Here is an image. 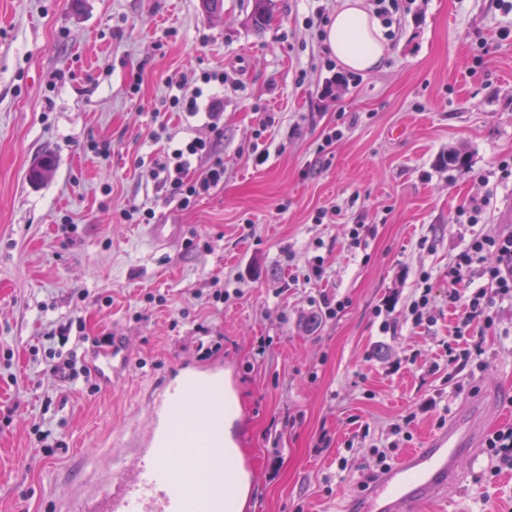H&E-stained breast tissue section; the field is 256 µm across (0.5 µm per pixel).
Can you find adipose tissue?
Masks as SVG:
<instances>
[{"mask_svg":"<svg viewBox=\"0 0 512 512\" xmlns=\"http://www.w3.org/2000/svg\"><path fill=\"white\" fill-rule=\"evenodd\" d=\"M382 21L365 0H338L323 41L339 66L361 73L381 67L391 53V43Z\"/></svg>","mask_w":512,"mask_h":512,"instance_id":"obj_1","label":"adipose tissue"}]
</instances>
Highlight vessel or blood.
Wrapping results in <instances>:
<instances>
[{"label":"vessel or blood","instance_id":"vessel-or-blood-1","mask_svg":"<svg viewBox=\"0 0 512 512\" xmlns=\"http://www.w3.org/2000/svg\"><path fill=\"white\" fill-rule=\"evenodd\" d=\"M127 354L114 343L96 367L104 381L117 376ZM234 392L223 368H183L148 396L151 424L131 448L112 450L87 497L71 496L65 512H224V488L250 491L249 463L227 467L224 407ZM474 417H461L428 439L373 483L361 512H415L458 479V461L476 445Z\"/></svg>","mask_w":512,"mask_h":512}]
</instances>
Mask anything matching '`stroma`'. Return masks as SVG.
Instances as JSON below:
<instances>
[{
	"label": "stroma",
	"instance_id": "1",
	"mask_svg": "<svg viewBox=\"0 0 512 512\" xmlns=\"http://www.w3.org/2000/svg\"><path fill=\"white\" fill-rule=\"evenodd\" d=\"M273 4L258 25L254 0L218 14L202 0H0V512H59L63 494L92 490L106 449L146 432L150 389L181 363H232V428L253 469L243 512H338L373 450L396 463L465 412L484 436L512 425V306L480 338L484 368L452 370L447 350L449 263L512 225V178L496 167L512 157V16L499 0H400L393 53L365 75L328 62L317 23L336 0ZM204 70L225 81L205 86L198 114L168 110V79ZM170 134L216 137L224 163L187 209L146 176ZM453 150L466 169L443 164ZM46 153L53 173L31 182ZM474 196L487 204L461 224ZM132 205L171 240L125 223ZM227 288L242 294L217 299ZM424 292L430 320L416 326L407 307ZM67 323L87 366L97 341H124L111 387L52 374L48 335ZM411 412L410 441L390 447ZM487 465L485 448L463 457L459 482L416 512H512V469L486 481Z\"/></svg>",
	"mask_w": 512,
	"mask_h": 512
}]
</instances>
